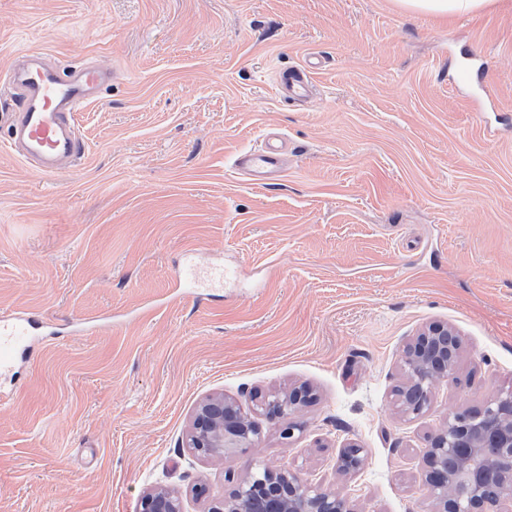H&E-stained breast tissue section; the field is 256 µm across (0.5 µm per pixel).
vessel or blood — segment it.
<instances>
[{"label": "vessel or blood", "instance_id": "b4317fda", "mask_svg": "<svg viewBox=\"0 0 512 512\" xmlns=\"http://www.w3.org/2000/svg\"><path fill=\"white\" fill-rule=\"evenodd\" d=\"M16 107L0 119L9 128L10 146L43 175L51 176L74 165L84 152L76 114L94 101L112 78L111 70L82 65L60 71L38 64L36 54L16 55L7 71ZM279 93L291 101L305 102L314 84L304 68L277 76ZM288 145L281 135L266 131L262 144L240 152L236 167L257 184L277 179L287 165Z\"/></svg>", "mask_w": 512, "mask_h": 512}]
</instances>
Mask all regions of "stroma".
<instances>
[{"label": "stroma", "instance_id": "1", "mask_svg": "<svg viewBox=\"0 0 512 512\" xmlns=\"http://www.w3.org/2000/svg\"><path fill=\"white\" fill-rule=\"evenodd\" d=\"M30 50L114 76L57 176L0 124V312L40 331L0 380V512H139L157 488L208 512L251 466L355 512H431L426 436L512 386V0L448 17L395 0H0V71ZM470 57L482 73L460 80ZM309 62L315 94L289 102L273 75ZM270 127L288 174L247 182L234 157ZM190 255L235 275L135 320ZM431 323L459 358L408 416L394 390ZM299 386L313 399L286 440L255 397ZM215 395L259 428L233 458L184 446ZM351 443L365 462L346 474ZM364 451L356 444L345 446L339 453L338 462L341 470L345 473H355L361 469L364 463Z\"/></svg>", "mask_w": 512, "mask_h": 512}]
</instances>
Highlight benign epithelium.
<instances>
[{
  "label": "benign epithelium",
  "instance_id": "benign-epithelium-1",
  "mask_svg": "<svg viewBox=\"0 0 512 512\" xmlns=\"http://www.w3.org/2000/svg\"><path fill=\"white\" fill-rule=\"evenodd\" d=\"M451 327L431 323L406 347L403 359L408 376L397 389L403 410L418 416L429 407L435 385L452 373L458 349H448ZM309 393L296 388L261 404L269 418L295 413ZM258 435L255 421L243 415L224 397L209 398L196 410L185 445L197 456L235 454ZM496 448L494 462L483 457L485 440ZM427 467L424 490L433 512H512V390L501 391L474 411L448 412L445 426L425 441ZM364 451L345 446L338 462L345 473H355L364 463ZM141 512H183L181 502L167 490L143 495ZM209 512H352L343 495L313 485L290 470L252 469L227 498L213 500Z\"/></svg>",
  "mask_w": 512,
  "mask_h": 512
}]
</instances>
